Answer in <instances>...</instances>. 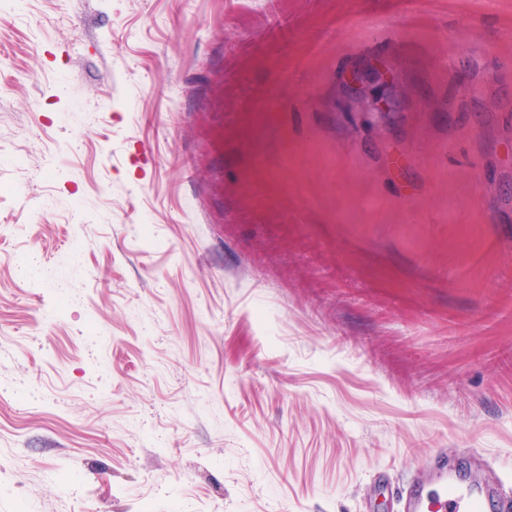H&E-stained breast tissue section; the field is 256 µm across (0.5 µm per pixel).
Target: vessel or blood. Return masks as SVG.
I'll return each instance as SVG.
<instances>
[{"mask_svg":"<svg viewBox=\"0 0 512 512\" xmlns=\"http://www.w3.org/2000/svg\"><path fill=\"white\" fill-rule=\"evenodd\" d=\"M402 502L404 512H512L496 485L466 482L436 459L407 481Z\"/></svg>","mask_w":512,"mask_h":512,"instance_id":"obj_1","label":"vessel or blood"}]
</instances>
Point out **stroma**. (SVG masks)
I'll list each match as a JSON object with an SVG mask.
<instances>
[{"label":"stroma","instance_id":"1","mask_svg":"<svg viewBox=\"0 0 512 512\" xmlns=\"http://www.w3.org/2000/svg\"><path fill=\"white\" fill-rule=\"evenodd\" d=\"M512 496V0H0V512ZM403 512H499L512 510V499L494 484H473L448 471L435 457L407 481L402 492Z\"/></svg>","mask_w":512,"mask_h":512}]
</instances>
